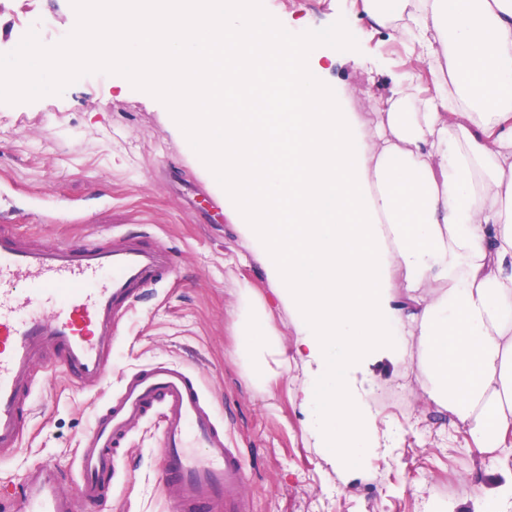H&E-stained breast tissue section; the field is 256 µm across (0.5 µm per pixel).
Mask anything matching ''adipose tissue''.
<instances>
[{
    "instance_id": "adipose-tissue-1",
    "label": "adipose tissue",
    "mask_w": 512,
    "mask_h": 512,
    "mask_svg": "<svg viewBox=\"0 0 512 512\" xmlns=\"http://www.w3.org/2000/svg\"><path fill=\"white\" fill-rule=\"evenodd\" d=\"M423 58L437 91L397 82L363 128L311 76L308 49L250 0H109L71 38L32 42L0 87L104 64L163 97L172 133L203 142L224 216L263 266L269 295L236 285L234 357L272 394L306 369V433L349 467L377 426L351 374L416 347L426 400L480 456L512 466V0H362ZM287 81L289 109L252 93ZM236 90V111L225 88ZM287 312V348L272 323Z\"/></svg>"
}]
</instances>
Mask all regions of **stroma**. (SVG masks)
Masks as SVG:
<instances>
[{
  "label": "stroma",
  "mask_w": 512,
  "mask_h": 512,
  "mask_svg": "<svg viewBox=\"0 0 512 512\" xmlns=\"http://www.w3.org/2000/svg\"><path fill=\"white\" fill-rule=\"evenodd\" d=\"M73 9L72 0H0V63L13 60L11 47L29 20L40 21L41 42H66ZM266 12L294 34L352 29L346 49L323 40L309 48L342 52V66L313 78L362 122L374 119L368 91L385 92L398 80L429 89L401 41L363 16L361 0H268ZM120 79L101 67L86 78L50 81L32 97L0 98V208L12 212L19 235L105 241L146 224L175 253L168 278L124 318L101 389L77 388L53 363L40 367L23 449L0 460V478L19 483L50 462L74 512H180L160 494L155 422L133 432L103 501L82 496L78 467L81 438L123 376L152 361H174L198 375L239 449L252 512H420L428 493L452 478L455 495L433 503L431 512H512V469L471 453L463 428L416 397L417 365L383 358L357 371L378 427L395 424L399 435L351 469L328 463L304 431L295 401L302 368L291 367L271 399L244 382L232 356L235 287L245 282L267 293L266 274L231 226L197 204L204 146L172 137L165 103L138 85L118 95Z\"/></svg>",
  "instance_id": "35a3bbf8"
}]
</instances>
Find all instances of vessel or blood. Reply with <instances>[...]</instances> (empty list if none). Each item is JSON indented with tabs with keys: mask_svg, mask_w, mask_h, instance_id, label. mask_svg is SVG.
Listing matches in <instances>:
<instances>
[{
	"mask_svg": "<svg viewBox=\"0 0 512 512\" xmlns=\"http://www.w3.org/2000/svg\"><path fill=\"white\" fill-rule=\"evenodd\" d=\"M0 212V458L16 454L32 409L35 372L45 359L84 390L106 381L118 323L145 288L173 267L166 243L147 230L108 242L30 243ZM161 422L160 491L181 512H248L242 459L207 402L198 377L183 365L157 362L127 375L115 398L82 437L80 491L89 500L109 491L135 426ZM19 512H73L46 464L19 485L0 481Z\"/></svg>",
	"mask_w": 512,
	"mask_h": 512,
	"instance_id": "1",
	"label": "vessel or blood"
}]
</instances>
